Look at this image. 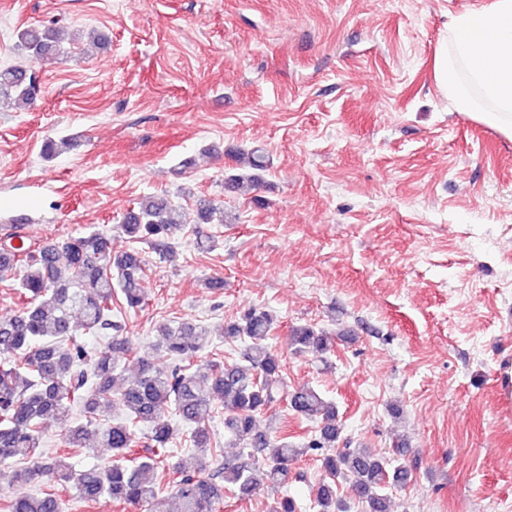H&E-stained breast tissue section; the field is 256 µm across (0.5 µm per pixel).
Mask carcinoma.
Instances as JSON below:
<instances>
[{
  "label": "carcinoma",
  "mask_w": 512,
  "mask_h": 512,
  "mask_svg": "<svg viewBox=\"0 0 512 512\" xmlns=\"http://www.w3.org/2000/svg\"><path fill=\"white\" fill-rule=\"evenodd\" d=\"M63 36L52 25L16 33L18 45L35 62L58 60ZM34 75L30 69L0 67V103L27 110L34 102ZM233 159L238 172L224 177L230 193L246 180L261 181L270 166L260 147L236 152ZM121 230L130 241L171 257L177 235L186 230L184 211L165 197L145 196L124 214ZM17 267L14 286L25 306L0 319V463L30 460L32 465L15 472L16 481L46 478L52 489L14 496L7 512H63V491L87 502L144 507L169 485L177 512H215L226 491L240 498L255 493L257 470L269 485L284 486L298 457L335 447L341 433L336 406L308 386L288 391L282 359L266 344L275 329L268 311L250 308L225 323L216 337L194 321L160 325L153 346L171 365L160 368L139 358L137 376L125 383L113 355H127L130 347L117 318L146 303V262L140 252H114L107 233L90 228L27 254L0 245V277ZM88 335L112 336L111 349L93 351ZM216 338L244 344L245 364L195 363ZM288 341L294 352L318 357L331 347L329 334L309 325L291 327ZM282 399L298 415L321 421L319 433L301 448L258 429L257 416ZM108 408L114 415L103 424L100 416ZM213 408L224 415V431L249 452L227 457L213 448V430L203 423V412ZM48 420L60 429V449L51 456L42 451ZM182 431L200 451L201 470H210L208 476L172 462L169 445ZM98 447L112 449V458L87 469L71 462L72 450ZM322 466L327 480L315 490L318 512H347L336 480L349 475L357 477L355 496L366 503V512H389L386 487L411 481L407 465L361 449L326 454Z\"/></svg>",
  "instance_id": "carcinoma-1"
}]
</instances>
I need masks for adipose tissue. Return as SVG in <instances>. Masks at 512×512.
<instances>
[{
	"instance_id": "obj_1",
	"label": "adipose tissue",
	"mask_w": 512,
	"mask_h": 512,
	"mask_svg": "<svg viewBox=\"0 0 512 512\" xmlns=\"http://www.w3.org/2000/svg\"><path fill=\"white\" fill-rule=\"evenodd\" d=\"M434 80L457 111L512 140V0L450 17Z\"/></svg>"
}]
</instances>
